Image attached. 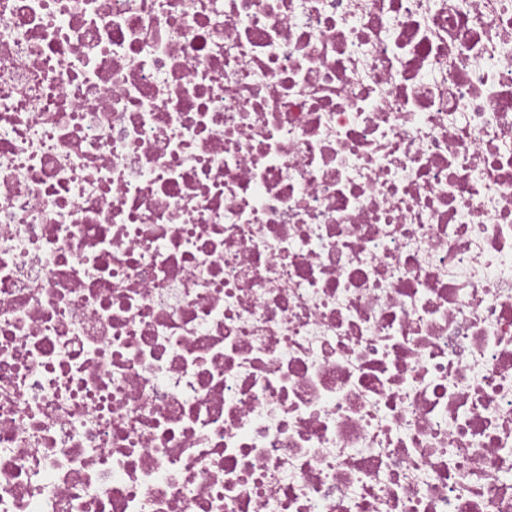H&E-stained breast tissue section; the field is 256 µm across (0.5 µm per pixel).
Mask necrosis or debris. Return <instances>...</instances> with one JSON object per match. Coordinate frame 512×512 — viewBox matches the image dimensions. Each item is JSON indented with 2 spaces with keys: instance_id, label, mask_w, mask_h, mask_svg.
Returning a JSON list of instances; mask_svg holds the SVG:
<instances>
[{
  "instance_id": "obj_1",
  "label": "necrosis or debris",
  "mask_w": 512,
  "mask_h": 512,
  "mask_svg": "<svg viewBox=\"0 0 512 512\" xmlns=\"http://www.w3.org/2000/svg\"><path fill=\"white\" fill-rule=\"evenodd\" d=\"M0 512H512V0H0Z\"/></svg>"
}]
</instances>
